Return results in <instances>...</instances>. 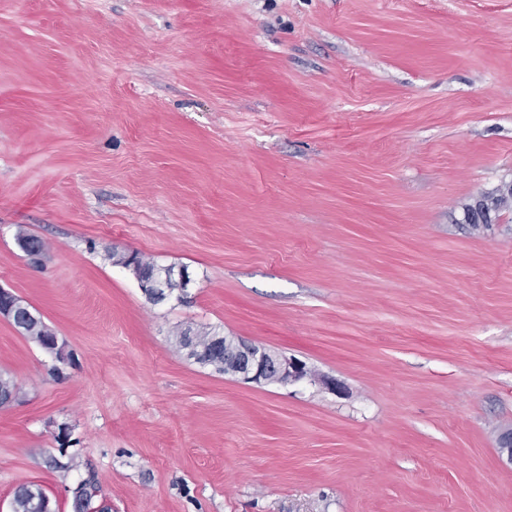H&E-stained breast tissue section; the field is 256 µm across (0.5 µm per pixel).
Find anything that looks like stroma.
Instances as JSON below:
<instances>
[{
  "instance_id": "obj_1",
  "label": "stroma",
  "mask_w": 512,
  "mask_h": 512,
  "mask_svg": "<svg viewBox=\"0 0 512 512\" xmlns=\"http://www.w3.org/2000/svg\"><path fill=\"white\" fill-rule=\"evenodd\" d=\"M510 182L512 0H0V287L70 355L0 318V512L90 473L110 512H512V210L464 221ZM179 327L344 391L240 382ZM192 280L185 268H160L155 276L149 279L138 277L139 288L151 301L161 303L173 296L172 288L177 290L176 298L182 302ZM172 285V286H170Z\"/></svg>"
}]
</instances>
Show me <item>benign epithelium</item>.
<instances>
[{"label": "benign epithelium", "instance_id": "7a95c632", "mask_svg": "<svg viewBox=\"0 0 512 512\" xmlns=\"http://www.w3.org/2000/svg\"><path fill=\"white\" fill-rule=\"evenodd\" d=\"M139 288L151 301L161 303L172 296L184 300L191 284L184 268H161L149 279H137ZM30 322L40 320L38 312L11 291L0 287V316L15 322L19 314ZM224 345V373L247 383L293 385L309 379L307 364L292 356L271 351L237 336H218Z\"/></svg>", "mask_w": 512, "mask_h": 512}]
</instances>
